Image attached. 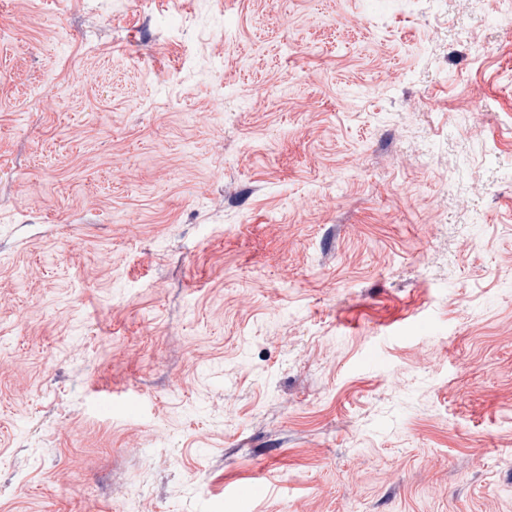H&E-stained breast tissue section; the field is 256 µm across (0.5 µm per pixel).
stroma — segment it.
Returning a JSON list of instances; mask_svg holds the SVG:
<instances>
[{
  "label": "stroma",
  "instance_id": "1",
  "mask_svg": "<svg viewBox=\"0 0 512 512\" xmlns=\"http://www.w3.org/2000/svg\"><path fill=\"white\" fill-rule=\"evenodd\" d=\"M0 292V512H512V0H0Z\"/></svg>",
  "mask_w": 512,
  "mask_h": 512
}]
</instances>
